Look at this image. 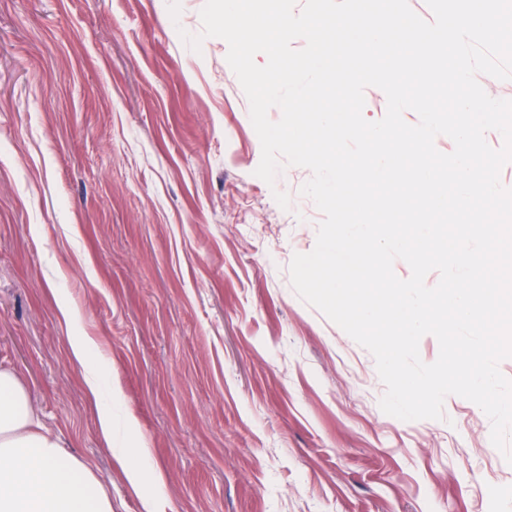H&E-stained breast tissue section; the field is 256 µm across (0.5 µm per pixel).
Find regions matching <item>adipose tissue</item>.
I'll list each match as a JSON object with an SVG mask.
<instances>
[{"label":"adipose tissue","mask_w":512,"mask_h":512,"mask_svg":"<svg viewBox=\"0 0 512 512\" xmlns=\"http://www.w3.org/2000/svg\"><path fill=\"white\" fill-rule=\"evenodd\" d=\"M70 358L79 364L97 408L99 430L113 444V456L132 489L152 484L154 493L142 496V512H166L159 489V471L145 472L138 459L147 458L145 443L122 446L121 438L138 430L135 415L122 406L119 384H104L96 345L86 336L69 339ZM0 512H112V502L92 470L71 457L59 439L45 432L25 389L15 375L0 371Z\"/></svg>","instance_id":"1"}]
</instances>
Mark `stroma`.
I'll list each match as a JSON object with an SVG mask.
<instances>
[{"mask_svg": "<svg viewBox=\"0 0 512 512\" xmlns=\"http://www.w3.org/2000/svg\"><path fill=\"white\" fill-rule=\"evenodd\" d=\"M0 0V368L140 512L68 338L118 377L173 512H512L475 403L385 414L373 355L294 291L323 219L261 144L205 0ZM289 195L282 209L275 191ZM70 305L74 324L59 314Z\"/></svg>", "mask_w": 512, "mask_h": 512, "instance_id": "stroma-1", "label": "stroma"}]
</instances>
